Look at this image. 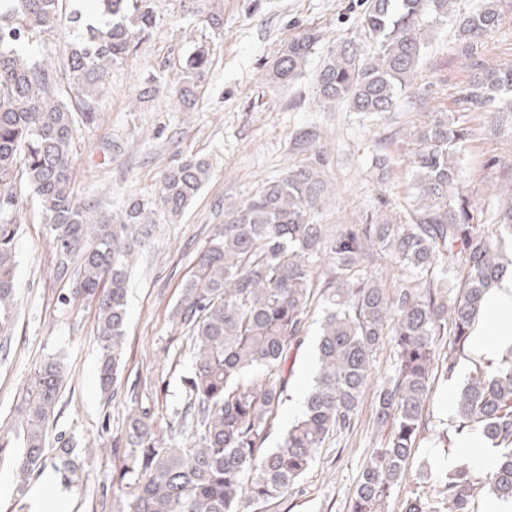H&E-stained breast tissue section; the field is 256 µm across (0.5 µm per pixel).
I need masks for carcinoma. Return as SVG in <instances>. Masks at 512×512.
Returning a JSON list of instances; mask_svg holds the SVG:
<instances>
[{
  "mask_svg": "<svg viewBox=\"0 0 512 512\" xmlns=\"http://www.w3.org/2000/svg\"><path fill=\"white\" fill-rule=\"evenodd\" d=\"M62 0H0V341L16 316L17 183L36 196L53 236L54 278L71 283L70 303L96 302L99 386L114 389L122 369L129 272L152 235L156 215L180 216L211 176L204 158L181 161L161 176L153 200H133L112 217L72 191L71 144L77 123L92 124L112 65L137 51L156 26L150 0H90L69 23L83 31L61 58L25 49L33 35L57 26ZM451 0H364L359 40L327 46L314 76L317 101L352 112L392 111L411 84L425 44L422 27L448 22ZM497 0L456 21L466 54L497 27ZM324 40L307 29L288 41L267 76L287 85L301 76ZM208 52L190 56L172 88L181 112L196 111ZM483 110L486 128L512 133V67L483 70L457 95ZM470 129L446 112L409 131L407 166L415 204L403 222L382 218L332 228L315 217L329 193L321 170L307 164L269 181L224 211L201 250L197 272L182 288L171 318L190 341L192 366L173 409L179 443L157 431L152 414L134 408L131 448L113 478L115 512H250L288 496L327 439L353 428L375 369L391 343L393 368L375 397V421L386 431L360 473L349 512H389L420 434L436 376L451 378L467 356L471 329L501 276L500 243L512 238V201L482 222L459 191L460 155ZM386 261L402 274L393 288L378 278ZM455 295L446 291L448 275ZM323 303L318 368L301 414L274 448L265 443L285 401L288 359L301 343L309 308ZM49 357L35 369L16 405V427L0 429V461L25 481L46 463V431L64 379ZM498 449L495 464L463 460L444 471L432 494L409 498L402 512H471L478 493L512 504V347L495 363L476 361L457 399L455 417L438 433L444 446L474 433ZM76 448L57 449L53 469L66 485L80 469Z\"/></svg>",
  "mask_w": 512,
  "mask_h": 512,
  "instance_id": "carcinoma-1",
  "label": "carcinoma"
}]
</instances>
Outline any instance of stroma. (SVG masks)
<instances>
[{
  "mask_svg": "<svg viewBox=\"0 0 512 512\" xmlns=\"http://www.w3.org/2000/svg\"><path fill=\"white\" fill-rule=\"evenodd\" d=\"M157 25L134 55L113 65L97 99L96 123L80 126L72 143L74 193L93 198L100 213L120 211L128 198H151L171 165L191 156L212 163V175L183 215L156 224L135 263L128 296L124 368L114 397L97 381L99 348L96 306L62 304L68 283L51 273L53 239L38 202L19 194L16 242L18 314L11 342L0 347V426L14 408L36 366L59 356L65 380L50 438L69 440L85 460L79 488L57 484L52 469L30 476L25 491L9 461H0V512H112L117 490L112 477L126 455V425L133 405L149 410L160 434H169L174 407L182 398L189 355L171 319L197 257L224 222L225 208L241 204L266 182L302 164L319 163L329 194L317 220L335 226L364 223L368 214L407 216L413 205L403 162L407 133L427 113L448 112L472 131L464 150L463 179L484 216L502 206L512 179V137L490 133L481 109L459 108V88L484 66L512 65V0H498L502 20L466 55L452 25L429 34L413 88L394 111L378 115L325 108L317 102L311 68L287 87L270 84L266 73L292 37L314 28L342 42L359 36L363 0H152ZM221 18L213 27L208 14ZM212 60L196 111H176L165 91L197 48ZM159 92L139 107L133 96L149 83ZM309 140H302V133ZM393 156L385 174L372 164L378 153ZM309 326L293 350L288 399L273 420L266 442L275 447L298 415L314 374V350L322 317L310 305ZM468 371L460 362L452 381L435 383L430 432L415 449L405 483L393 494L390 512H401L413 494L431 492L448 463L464 448L448 450L437 437L455 413L449 389H461ZM374 387H367L349 433L332 436L287 498L263 512H349V501L369 451L380 441L373 423Z\"/></svg>",
  "mask_w": 512,
  "mask_h": 512,
  "instance_id": "obj_1",
  "label": "stroma"
}]
</instances>
